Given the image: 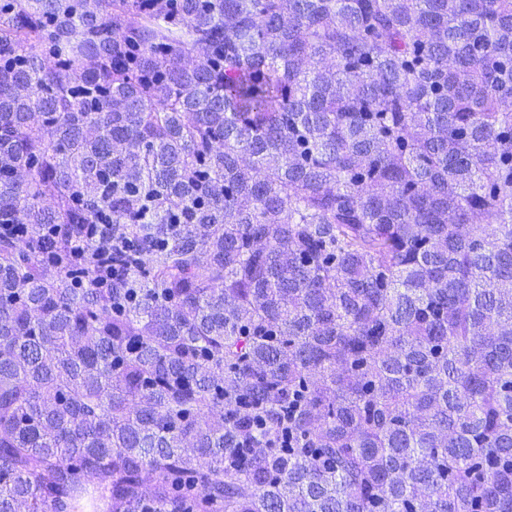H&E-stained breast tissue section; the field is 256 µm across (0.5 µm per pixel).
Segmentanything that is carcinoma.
I'll return each instance as SVG.
<instances>
[{"label": "carcinoma", "mask_w": 512, "mask_h": 512, "mask_svg": "<svg viewBox=\"0 0 512 512\" xmlns=\"http://www.w3.org/2000/svg\"><path fill=\"white\" fill-rule=\"evenodd\" d=\"M1 224L0 512H512V0H0Z\"/></svg>", "instance_id": "obj_1"}]
</instances>
